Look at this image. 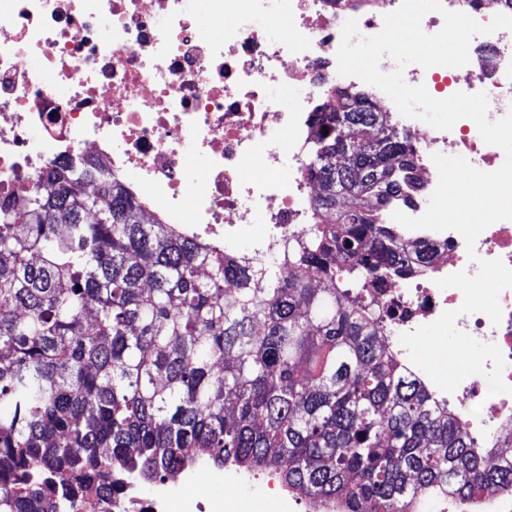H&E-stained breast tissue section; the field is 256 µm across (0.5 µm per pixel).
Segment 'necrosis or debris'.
<instances>
[{
	"label": "necrosis or debris",
	"instance_id": "obj_1",
	"mask_svg": "<svg viewBox=\"0 0 512 512\" xmlns=\"http://www.w3.org/2000/svg\"><path fill=\"white\" fill-rule=\"evenodd\" d=\"M220 39L205 42L186 0H0V203L45 186L50 170L91 163L131 188L147 216L191 229L212 245L233 250L241 236L250 245L240 258L253 270L282 258L291 238L318 223V182L310 173L307 147L322 110L336 105L341 28L358 22L361 35L379 33L385 14L402 0H205ZM287 28L284 39L270 31ZM495 53L466 65L489 99L488 117L512 112V30L475 36L470 56L482 45ZM41 67H33L32 59ZM54 72L46 81L42 68ZM291 88L293 109L280 92ZM415 145L421 179L410 203L390 202L388 211L422 215L438 184L433 154L460 156L483 171L500 168L504 153L486 144L470 120L439 131L394 113ZM205 159L197 168V159ZM263 226L253 229L255 215ZM397 234L410 246L429 245L425 266L376 292L393 305L382 335L394 357L409 364L400 336L457 312L456 327L501 350L512 384V288L499 294L502 318L465 314L464 295L439 289L438 279L476 273L462 236L453 230ZM486 260L512 267V220L487 227L476 241ZM432 395L466 407V427L479 444L512 434V394L489 395L483 376L465 378L454 391L440 389L416 370ZM202 464L189 467L182 483L134 485L111 512H168L184 498V512H205L185 497ZM227 485L252 486L254 499H275L280 512H338L336 502H301L275 476H246L225 466ZM411 512H512V494L488 489L475 498L440 494L414 500Z\"/></svg>",
	"mask_w": 512,
	"mask_h": 512
}]
</instances>
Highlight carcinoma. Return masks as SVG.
Returning <instances> with one entry per match:
<instances>
[{
  "label": "carcinoma",
  "mask_w": 512,
  "mask_h": 512,
  "mask_svg": "<svg viewBox=\"0 0 512 512\" xmlns=\"http://www.w3.org/2000/svg\"><path fill=\"white\" fill-rule=\"evenodd\" d=\"M311 163L323 222L260 274L173 224H144L108 172L61 166L0 208V512H76L190 464L265 469L345 512L417 495L512 492L464 411L378 341L369 296L412 271L384 220L417 185L413 145L364 93L336 91ZM351 197L355 207L342 209ZM348 261L347 282L319 289Z\"/></svg>",
  "instance_id": "cac0c4a2"
}]
</instances>
